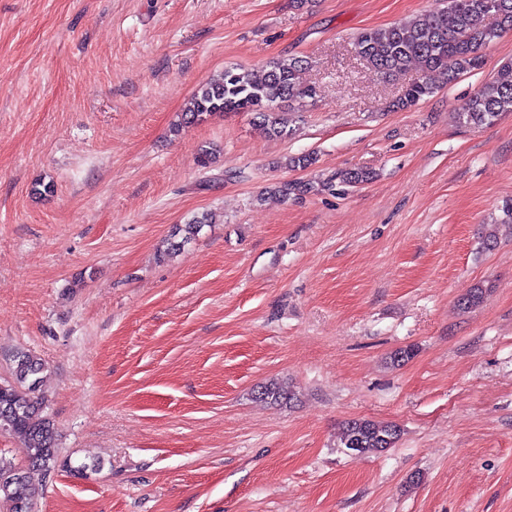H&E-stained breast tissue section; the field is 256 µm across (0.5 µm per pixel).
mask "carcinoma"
<instances>
[{
	"instance_id": "1",
	"label": "carcinoma",
	"mask_w": 512,
	"mask_h": 512,
	"mask_svg": "<svg viewBox=\"0 0 512 512\" xmlns=\"http://www.w3.org/2000/svg\"><path fill=\"white\" fill-rule=\"evenodd\" d=\"M512 32V0H447L443 9L424 12L413 19L386 28L360 32L355 51L384 80L404 73L411 65L436 74L446 85L464 74L482 68V50L503 34ZM305 60L298 57L271 62L261 70L232 67L199 86L189 98L174 131L197 125L217 113L246 112L267 132L285 139L293 132L292 119L283 104H300L316 95L303 82ZM438 86L427 81L405 87L397 108L407 109L432 95ZM512 113V63L504 64L495 80L483 85L459 108L458 116L469 127L493 124ZM371 179L363 169L342 170L319 182H283L274 189L283 199L311 192L331 191L335 183L356 186ZM205 220L175 226L165 240L162 255L174 254L196 240ZM41 359L17 351L11 359V380L0 383V431L17 438L25 465L0 451V508L4 512H37L39 488L31 483L38 473L47 479L60 468H70L59 458L54 421L45 413L40 394ZM254 398L273 404L289 403L295 394L275 381L261 383ZM401 429L393 422L356 418L342 424L338 447L345 453L365 454L396 446Z\"/></svg>"
}]
</instances>
